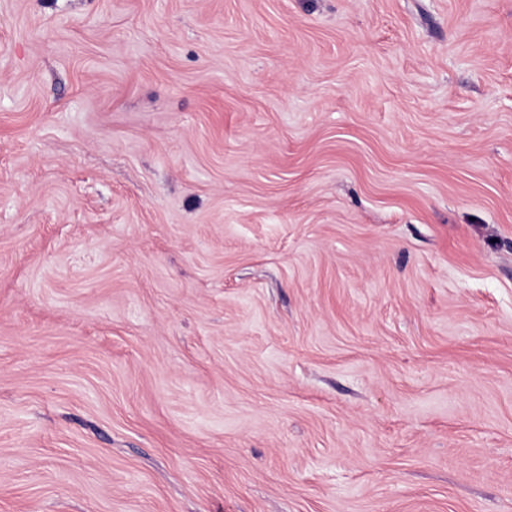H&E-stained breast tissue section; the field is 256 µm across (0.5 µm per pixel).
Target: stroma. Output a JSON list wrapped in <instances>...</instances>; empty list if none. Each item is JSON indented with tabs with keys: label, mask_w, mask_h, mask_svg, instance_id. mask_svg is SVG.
I'll use <instances>...</instances> for the list:
<instances>
[{
	"label": "stroma",
	"mask_w": 512,
	"mask_h": 512,
	"mask_svg": "<svg viewBox=\"0 0 512 512\" xmlns=\"http://www.w3.org/2000/svg\"><path fill=\"white\" fill-rule=\"evenodd\" d=\"M0 512H512V0H0Z\"/></svg>",
	"instance_id": "obj_1"
}]
</instances>
